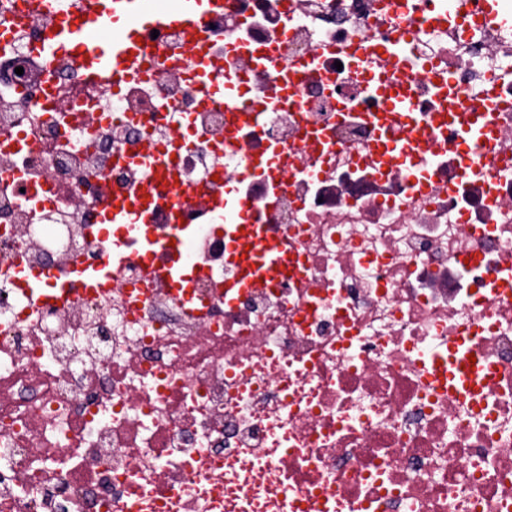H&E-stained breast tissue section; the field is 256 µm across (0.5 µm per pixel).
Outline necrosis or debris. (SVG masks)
I'll return each mask as SVG.
<instances>
[{"label": "necrosis or debris", "instance_id": "4bbe7bcc", "mask_svg": "<svg viewBox=\"0 0 512 512\" xmlns=\"http://www.w3.org/2000/svg\"><path fill=\"white\" fill-rule=\"evenodd\" d=\"M440 0H227L204 50L214 83L244 94L200 109L179 35L128 94L53 66L55 102L30 73L39 25L0 52V512H512V0L508 23L430 28ZM413 29L405 64L417 128L435 107L429 75L447 73L489 103L502 142L465 170L456 130L398 168L374 169L375 118L354 49ZM234 43L272 45L279 70L312 60L297 99L272 101L268 70ZM258 105L229 129L225 114ZM320 133L325 147L308 142ZM173 149L179 183L224 192V214L186 208L180 234L194 306L144 282L143 255L165 262L171 190L156 192L150 250L97 235L102 183L133 193L117 154ZM81 195L83 208L35 205L32 191ZM247 200L248 213L235 201ZM261 225L288 250L279 281L226 299L236 268L229 225ZM122 269L96 294L35 303L15 266ZM471 257L460 265V257ZM486 366L457 392L435 362Z\"/></svg>", "mask_w": 512, "mask_h": 512}]
</instances>
